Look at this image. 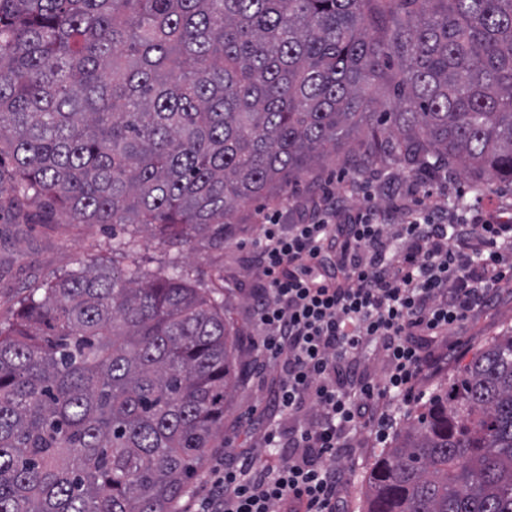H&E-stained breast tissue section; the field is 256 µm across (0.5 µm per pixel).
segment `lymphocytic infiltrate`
I'll return each instance as SVG.
<instances>
[{
  "label": "lymphocytic infiltrate",
  "instance_id": "obj_1",
  "mask_svg": "<svg viewBox=\"0 0 512 512\" xmlns=\"http://www.w3.org/2000/svg\"><path fill=\"white\" fill-rule=\"evenodd\" d=\"M252 245L253 367L279 369L260 413L265 450L214 466L185 512H343L341 461L365 437L387 440L395 402L423 399L430 340L512 282V205L489 210L477 196L459 213L410 180L354 208L330 189L295 223L264 216Z\"/></svg>",
  "mask_w": 512,
  "mask_h": 512
}]
</instances>
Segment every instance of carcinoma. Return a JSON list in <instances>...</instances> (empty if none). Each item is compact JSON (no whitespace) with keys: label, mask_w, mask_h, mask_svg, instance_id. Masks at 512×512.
<instances>
[{"label":"carcinoma","mask_w":512,"mask_h":512,"mask_svg":"<svg viewBox=\"0 0 512 512\" xmlns=\"http://www.w3.org/2000/svg\"><path fill=\"white\" fill-rule=\"evenodd\" d=\"M347 147L512 185V0H0V211L128 229L0 323V512H175L239 388L224 293L166 251ZM363 512H512V327L370 463ZM140 253L145 261L144 264L150 269H155L159 262H167L173 258V255L166 253L155 239L154 233L150 230L141 229L139 233Z\"/></svg>","instance_id":"carcinoma-1"}]
</instances>
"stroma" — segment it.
Here are the masks:
<instances>
[{"instance_id": "obj_1", "label": "stroma", "mask_w": 512, "mask_h": 512, "mask_svg": "<svg viewBox=\"0 0 512 512\" xmlns=\"http://www.w3.org/2000/svg\"><path fill=\"white\" fill-rule=\"evenodd\" d=\"M339 173L345 176L348 202L355 207L364 202L363 194L357 189L358 184H368L376 202L382 203L386 200L388 183H399L409 178L406 169L385 162L375 163L360 174L353 175L348 173L343 159L337 157L325 168L290 185L289 191L303 200L318 199L324 187H327L329 178ZM26 212L28 221L20 226L12 224L9 217L0 218V322L13 318L17 298L30 287L55 274L77 268L80 261L86 259L92 245H101L104 254L112 252V233L101 225L82 227L59 224L46 227L42 223V209L34 201L27 204ZM257 231V225H248L228 239L219 252L200 245L184 252L186 261L195 267L201 278H208L213 268L223 267L225 302L240 330L238 350L243 354L249 349L247 330L250 324L248 301L243 291L257 280V256L251 246ZM507 326H512V290L504 289L490 308L465 324L463 350L446 353L439 371L429 376V384L441 382L456 372L468 362L474 351ZM277 373V368L272 365L264 373H248L224 418V445L204 453L199 471L204 472L213 465L223 463L224 459L236 456L240 449L258 445V426H245L241 418L250 409L265 405L267 384ZM374 454V448H359L350 460L345 461L344 512H361L367 471Z\"/></svg>"}]
</instances>
